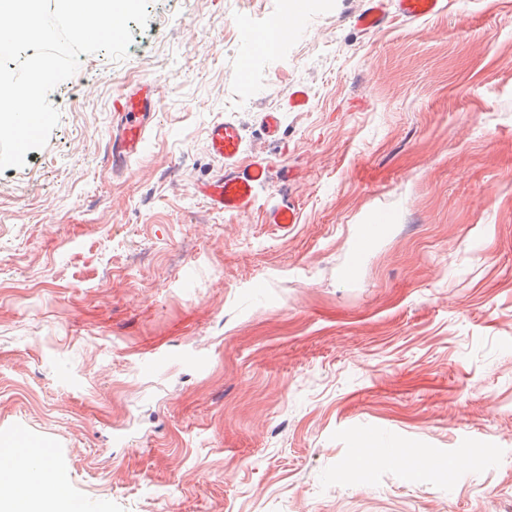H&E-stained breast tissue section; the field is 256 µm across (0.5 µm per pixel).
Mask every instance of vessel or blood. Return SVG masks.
Masks as SVG:
<instances>
[{"label":"vessel or blood","instance_id":"1","mask_svg":"<svg viewBox=\"0 0 512 512\" xmlns=\"http://www.w3.org/2000/svg\"><path fill=\"white\" fill-rule=\"evenodd\" d=\"M306 0H297L292 16H280L267 28L252 32L253 42L267 39L287 43L300 17L305 12ZM445 0H363L355 17L358 28L374 31L383 27L391 16L407 20L429 17L445 11ZM158 106L156 86L146 82L115 100L113 110L118 128L112 142V153L118 163H127L138 155L146 132ZM208 147L224 162V168L202 187V195L211 209L218 212H248L255 203L256 191L270 174L266 157L252 156L249 163H241L243 137L237 124L222 121L213 124L208 133Z\"/></svg>","mask_w":512,"mask_h":512}]
</instances>
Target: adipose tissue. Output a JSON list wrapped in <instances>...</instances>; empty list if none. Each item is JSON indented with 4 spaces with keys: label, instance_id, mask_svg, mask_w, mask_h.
<instances>
[{
    "label": "adipose tissue",
    "instance_id": "ef3b65f1",
    "mask_svg": "<svg viewBox=\"0 0 512 512\" xmlns=\"http://www.w3.org/2000/svg\"><path fill=\"white\" fill-rule=\"evenodd\" d=\"M17 485V458L0 455V512H78L68 488L50 472L25 494H17Z\"/></svg>",
    "mask_w": 512,
    "mask_h": 512
}]
</instances>
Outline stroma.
I'll return each instance as SVG.
<instances>
[{"instance_id":"1","label":"stroma","mask_w":512,"mask_h":512,"mask_svg":"<svg viewBox=\"0 0 512 512\" xmlns=\"http://www.w3.org/2000/svg\"><path fill=\"white\" fill-rule=\"evenodd\" d=\"M360 6L307 0L270 52L248 33L282 0H149L0 171V435L52 443L98 512H512V0L379 31ZM145 81L113 168L112 105ZM225 120L274 171L245 214L198 193ZM285 199L296 223L266 224ZM157 106L156 86L152 82L140 84L115 100L113 111L117 115L118 128L112 153L118 163H127L141 152Z\"/></svg>"}]
</instances>
